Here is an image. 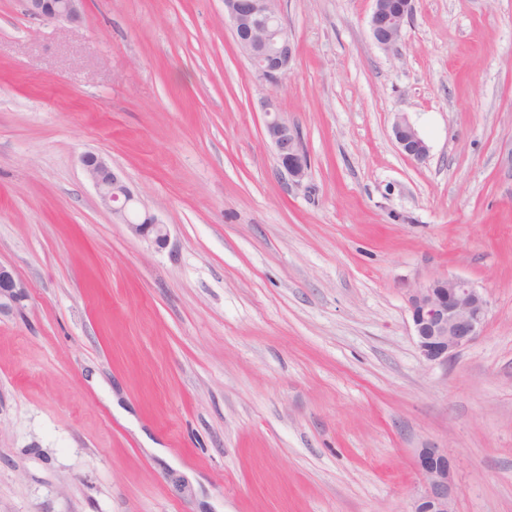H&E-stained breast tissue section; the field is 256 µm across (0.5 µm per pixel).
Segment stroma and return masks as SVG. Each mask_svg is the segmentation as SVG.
Masks as SVG:
<instances>
[{
	"label": "stroma",
	"mask_w": 512,
	"mask_h": 512,
	"mask_svg": "<svg viewBox=\"0 0 512 512\" xmlns=\"http://www.w3.org/2000/svg\"><path fill=\"white\" fill-rule=\"evenodd\" d=\"M372 6L280 0L295 52L270 82L224 0L75 22L0 0V264L27 286L0 316V512H405L428 446L455 512H512V0H415L391 55ZM86 152L165 245L102 204ZM442 276L490 312L437 364L408 297ZM266 121L264 132L273 146L280 171L296 185L302 184L308 173V156L295 130L282 119L271 100L264 105ZM392 132L400 151L410 160L421 162L429 156V145L404 113H398ZM84 171L96 188L104 206L112 211L119 223L124 224L135 237L157 246L167 242L168 229L137 199L104 156L87 152L81 156Z\"/></svg>",
	"instance_id": "stroma-1"
}]
</instances>
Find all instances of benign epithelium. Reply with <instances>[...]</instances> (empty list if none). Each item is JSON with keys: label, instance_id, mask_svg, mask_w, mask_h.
<instances>
[{"label": "benign epithelium", "instance_id": "benign-epithelium-1", "mask_svg": "<svg viewBox=\"0 0 512 512\" xmlns=\"http://www.w3.org/2000/svg\"><path fill=\"white\" fill-rule=\"evenodd\" d=\"M84 0H25L27 12L42 21H76ZM413 0H404L393 9L389 0H373L369 30L373 42L389 52L402 39L413 14ZM224 16L232 25L240 52L263 78L275 81L286 72L294 45L286 37L278 0H224ZM264 132L273 146L280 171L300 185L308 173V156L295 130L282 119L273 101L264 105ZM400 151L421 162L429 156V145L408 117L400 113L392 126ZM84 171L96 188L104 206L135 237L157 246L167 242L168 229L148 209L140 206L104 156L87 152L81 156ZM27 297L26 285L14 270L0 264V315L14 310ZM416 346L430 363H446L482 335L489 312L485 295L461 277H437L409 294ZM455 462L448 452L436 447L420 448L416 472L421 490L406 512H454L460 488L454 478Z\"/></svg>", "mask_w": 512, "mask_h": 512}]
</instances>
